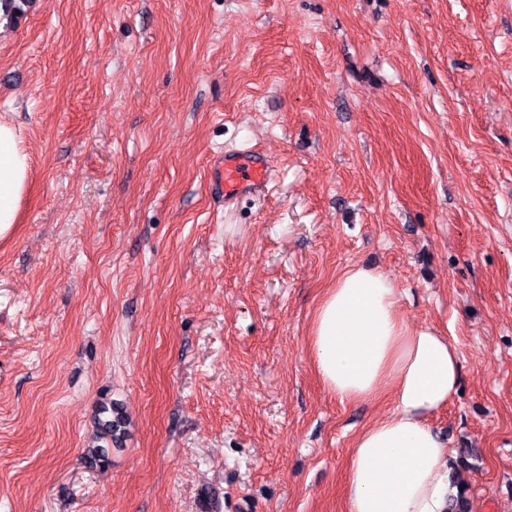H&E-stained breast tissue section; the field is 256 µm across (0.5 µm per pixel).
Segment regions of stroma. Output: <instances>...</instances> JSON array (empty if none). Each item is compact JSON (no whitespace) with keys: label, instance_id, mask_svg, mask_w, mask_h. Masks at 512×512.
Here are the masks:
<instances>
[{"label":"stroma","instance_id":"1","mask_svg":"<svg viewBox=\"0 0 512 512\" xmlns=\"http://www.w3.org/2000/svg\"><path fill=\"white\" fill-rule=\"evenodd\" d=\"M0 116V512H344L355 437L312 319L346 269L457 347L430 418L512 512V0H17ZM255 146L265 192L210 165ZM129 417L109 464L101 403ZM29 157L16 129L0 121V239L9 237L29 188ZM270 163L265 155L252 148L224 151L213 163L211 186L231 203L242 196L258 193L272 179ZM100 414H108L105 419L99 417L97 420V439L104 441L106 446L95 445L87 448L83 459L89 469L103 466L108 461L109 447L119 446L125 433L127 416L121 405L111 401L109 406H101Z\"/></svg>","mask_w":512,"mask_h":512}]
</instances>
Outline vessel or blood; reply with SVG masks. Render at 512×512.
Instances as JSON below:
<instances>
[{
  "instance_id": "obj_1",
  "label": "vessel or blood",
  "mask_w": 512,
  "mask_h": 512,
  "mask_svg": "<svg viewBox=\"0 0 512 512\" xmlns=\"http://www.w3.org/2000/svg\"><path fill=\"white\" fill-rule=\"evenodd\" d=\"M271 179L272 170L266 156L245 147L225 151L215 160L210 182L225 202L231 203L264 190Z\"/></svg>"
}]
</instances>
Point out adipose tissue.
<instances>
[{
  "mask_svg": "<svg viewBox=\"0 0 512 512\" xmlns=\"http://www.w3.org/2000/svg\"><path fill=\"white\" fill-rule=\"evenodd\" d=\"M22 139L0 121V239L9 237L29 188ZM385 274L344 271L318 306L309 339L325 388L343 403L389 395L393 408L355 439L345 512H447L450 452L429 423L456 390V346L435 329H412Z\"/></svg>",
  "mask_w": 512,
  "mask_h": 512,
  "instance_id": "obj_1",
  "label": "adipose tissue"
}]
</instances>
